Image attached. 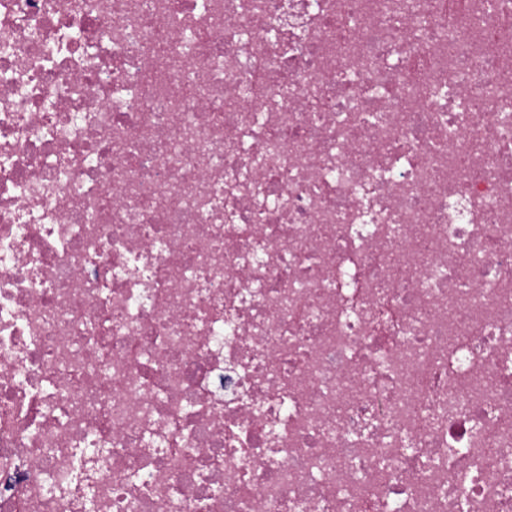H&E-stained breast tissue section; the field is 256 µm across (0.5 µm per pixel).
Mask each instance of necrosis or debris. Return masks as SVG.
Returning a JSON list of instances; mask_svg holds the SVG:
<instances>
[{
  "label": "necrosis or debris",
  "instance_id": "4bbe7bcc",
  "mask_svg": "<svg viewBox=\"0 0 512 512\" xmlns=\"http://www.w3.org/2000/svg\"><path fill=\"white\" fill-rule=\"evenodd\" d=\"M0 512H512V0H0Z\"/></svg>",
  "mask_w": 512,
  "mask_h": 512
}]
</instances>
